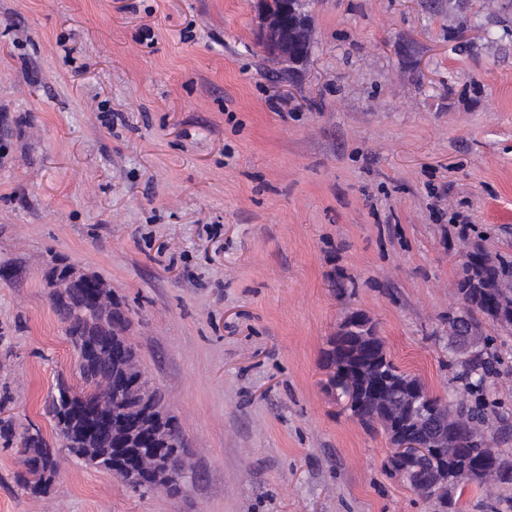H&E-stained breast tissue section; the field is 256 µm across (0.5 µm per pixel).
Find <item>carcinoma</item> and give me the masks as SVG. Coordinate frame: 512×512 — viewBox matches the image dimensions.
I'll return each mask as SVG.
<instances>
[{
  "instance_id": "cac0c4a2",
  "label": "carcinoma",
  "mask_w": 512,
  "mask_h": 512,
  "mask_svg": "<svg viewBox=\"0 0 512 512\" xmlns=\"http://www.w3.org/2000/svg\"><path fill=\"white\" fill-rule=\"evenodd\" d=\"M463 274L457 281V294L464 310L448 313V344L455 359L456 379L463 383L467 399L443 401L433 396L417 377L402 371L390 357L377 336H345L330 340L326 355L330 361L347 366L354 388L340 375L333 382L349 397V409L363 423H378L397 442L401 433L408 434L424 448H446L443 455L430 454L422 463L436 472L435 481L424 486L416 476L408 481L440 500L447 512H455V490L462 485L456 477L465 471L468 483L482 485L488 481L512 484V459L490 446L485 424L490 404L485 397L486 383L497 373L500 364L491 351L492 337L483 323L504 329L512 328V261L490 255L480 248L466 252ZM77 349L78 371L85 390L75 392L60 380L58 396L49 402L46 413L56 423L58 432L69 435L71 452L92 466L123 478V467L141 465L139 479L130 485L136 492L156 490L153 472L144 456H118L115 448L120 437H107L91 455L78 439V433L94 426L100 416L134 420L131 411L135 394L148 380L142 369L126 372L136 362L134 346L124 336L97 338L85 336L84 330L94 320V311L77 305L57 312ZM0 439L5 447L19 442L26 448L23 464L39 474L35 483L19 479L33 494L46 492L56 474V449L43 437L39 427L28 425L21 433L9 419H0ZM161 448L183 447V434L176 416L169 414L160 434Z\"/></svg>"
}]
</instances>
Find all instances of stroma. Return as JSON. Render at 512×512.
Returning a JSON list of instances; mask_svg holds the SVG:
<instances>
[{"instance_id": "35a3bbf8", "label": "stroma", "mask_w": 512, "mask_h": 512, "mask_svg": "<svg viewBox=\"0 0 512 512\" xmlns=\"http://www.w3.org/2000/svg\"><path fill=\"white\" fill-rule=\"evenodd\" d=\"M311 55L280 79L256 0H0V389L58 444L45 402L80 386L48 297L97 274L181 423V492H132L60 450L46 493L0 447V512H443L325 352L367 313L437 396L462 255L512 259V0H313ZM487 383L512 419V329ZM459 512H512L464 485Z\"/></svg>"}]
</instances>
